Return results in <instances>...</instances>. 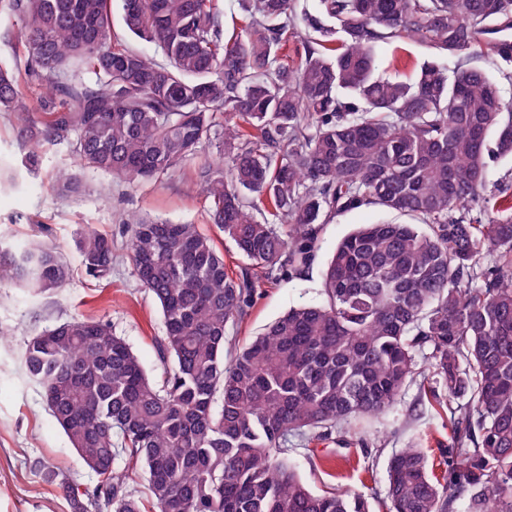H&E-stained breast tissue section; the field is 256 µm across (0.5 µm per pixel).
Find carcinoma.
Listing matches in <instances>:
<instances>
[{"mask_svg":"<svg viewBox=\"0 0 512 512\" xmlns=\"http://www.w3.org/2000/svg\"><path fill=\"white\" fill-rule=\"evenodd\" d=\"M246 24L225 36L217 0H0L18 17L10 39L48 90L38 112L0 64V112L12 116L21 164L71 141L81 171L158 180L219 141L199 165L213 223L249 261L232 274L194 224H130L132 274L159 303L164 364L152 380L103 320L73 319L25 344L24 367L83 464L38 465L77 512H145L142 464L157 512H374L360 493L310 491L288 436L346 433L398 404L407 384L448 390L447 469L418 448L389 460L388 512H512V184L488 194L487 157L512 159V102L474 61H512V0H244ZM429 51L409 77L378 71L384 45ZM495 143V152L487 149ZM373 205L425 224H364L327 261L323 301L289 309L237 350L230 329L256 279L314 260L323 225ZM479 207L484 221L466 214ZM87 275L112 272V237L85 232ZM486 255L495 263L483 265ZM58 248L0 239V287H62ZM423 356L427 369L418 368Z\"/></svg>","mask_w":512,"mask_h":512,"instance_id":"carcinoma-1","label":"carcinoma"}]
</instances>
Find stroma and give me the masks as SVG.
<instances>
[{
    "mask_svg": "<svg viewBox=\"0 0 512 512\" xmlns=\"http://www.w3.org/2000/svg\"><path fill=\"white\" fill-rule=\"evenodd\" d=\"M72 161L70 144L45 146L37 173L27 175L19 188L0 186V238L18 247L34 238L55 243L71 266L69 281L49 295L0 288V329L10 335L0 344V512H69L61 491L35 469L38 460L66 468L81 488L97 482L46 408L39 386L26 374L22 354L31 336L73 318L105 320L130 344L149 376L161 377L156 350V339L163 334L161 310L132 275L124 219L148 216L198 225L214 239L232 270L245 264L210 220L209 202L196 188V163L134 184L88 171L84 191L62 197L54 188V175ZM401 220V215L373 205L336 215L325 224L310 266L273 282L260 281L233 336L248 343L289 308L321 302L323 272L337 242L359 225ZM88 228L113 240L116 260L109 279L88 276L80 262L77 240ZM288 447L298 476L312 491L346 488L381 498L393 453L413 447L434 459L446 455L448 418L436 414L430 397L410 384L393 412L357 421L349 436L312 443L293 436Z\"/></svg>",
    "mask_w": 512,
    "mask_h": 512,
    "instance_id": "1",
    "label": "stroma"
}]
</instances>
